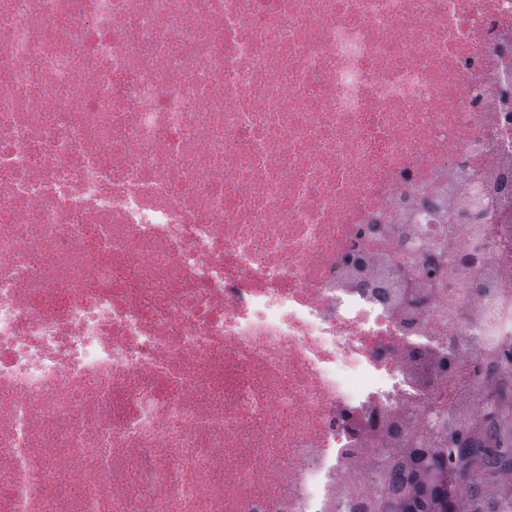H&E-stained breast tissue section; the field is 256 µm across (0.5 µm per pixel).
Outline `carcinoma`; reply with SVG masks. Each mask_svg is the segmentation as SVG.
<instances>
[{
  "mask_svg": "<svg viewBox=\"0 0 512 512\" xmlns=\"http://www.w3.org/2000/svg\"><path fill=\"white\" fill-rule=\"evenodd\" d=\"M437 261L453 262L448 229L430 245ZM491 364L499 369L500 387L494 413H483L463 422L442 407L428 414L422 435L410 442L397 463L406 491L393 498L391 470L368 501L369 512H512V494L501 497L505 507L487 499L488 479L502 471L512 472V437L504 440L500 428L512 430V344L492 352Z\"/></svg>",
  "mask_w": 512,
  "mask_h": 512,
  "instance_id": "cac0c4a2",
  "label": "carcinoma"
}]
</instances>
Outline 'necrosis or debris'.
Instances as JSON below:
<instances>
[{
    "label": "necrosis or debris",
    "mask_w": 512,
    "mask_h": 512,
    "mask_svg": "<svg viewBox=\"0 0 512 512\" xmlns=\"http://www.w3.org/2000/svg\"><path fill=\"white\" fill-rule=\"evenodd\" d=\"M511 342L512 0H0V512H349Z\"/></svg>",
    "instance_id": "necrosis-or-debris-1"
}]
</instances>
